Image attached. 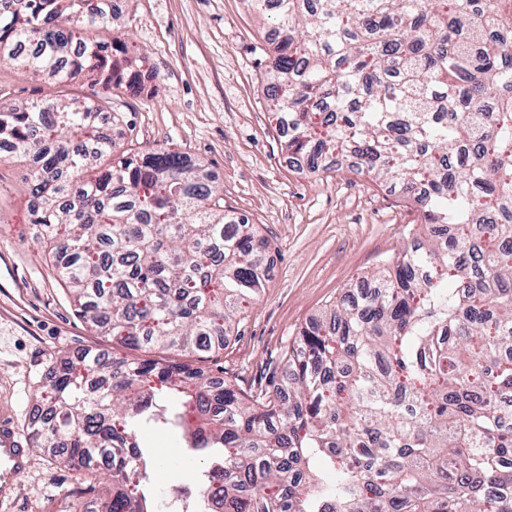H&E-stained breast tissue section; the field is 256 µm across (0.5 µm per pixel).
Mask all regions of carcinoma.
Segmentation results:
<instances>
[{
  "label": "carcinoma",
  "mask_w": 512,
  "mask_h": 512,
  "mask_svg": "<svg viewBox=\"0 0 512 512\" xmlns=\"http://www.w3.org/2000/svg\"><path fill=\"white\" fill-rule=\"evenodd\" d=\"M0 9V66L55 85L0 140L30 163L31 223L77 311L130 349L224 347L267 288V243L185 153L116 151L89 115L142 89L144 53L91 38L84 0ZM283 30L265 91L289 154L325 172L351 148L419 191L427 236L288 343L249 394L188 364L87 352L48 378L32 446L103 476L72 512H152L145 425L208 458L162 512H512V7L508 0H250ZM102 87L70 95L79 74ZM94 144L92 160L74 146Z\"/></svg>",
  "instance_id": "1"
}]
</instances>
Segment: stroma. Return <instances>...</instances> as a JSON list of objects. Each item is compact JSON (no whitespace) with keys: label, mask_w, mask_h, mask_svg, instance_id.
<instances>
[{"label":"stroma","mask_w":512,"mask_h":512,"mask_svg":"<svg viewBox=\"0 0 512 512\" xmlns=\"http://www.w3.org/2000/svg\"><path fill=\"white\" fill-rule=\"evenodd\" d=\"M270 27L247 0H124L115 34L143 49L155 89L112 98L119 149H180L204 161L224 203L270 243L267 288L224 338L222 350L188 357L236 390L266 386L300 327L358 279L407 249L419 209L398 188L344 164L312 176L281 149L262 73ZM51 89L26 72L0 69V97L22 109ZM24 162L0 163V408L28 430L46 374L58 359L87 351L126 356L77 313L45 259L33 224ZM31 467L9 512H60L62 492L86 487L84 470L31 449Z\"/></svg>","instance_id":"1"}]
</instances>
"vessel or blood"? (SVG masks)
<instances>
[{
    "label": "vessel or blood",
    "mask_w": 512,
    "mask_h": 512,
    "mask_svg": "<svg viewBox=\"0 0 512 512\" xmlns=\"http://www.w3.org/2000/svg\"><path fill=\"white\" fill-rule=\"evenodd\" d=\"M30 439L18 427L14 413L0 412V507L14 502L19 475L27 471L31 461Z\"/></svg>",
    "instance_id": "obj_1"
}]
</instances>
